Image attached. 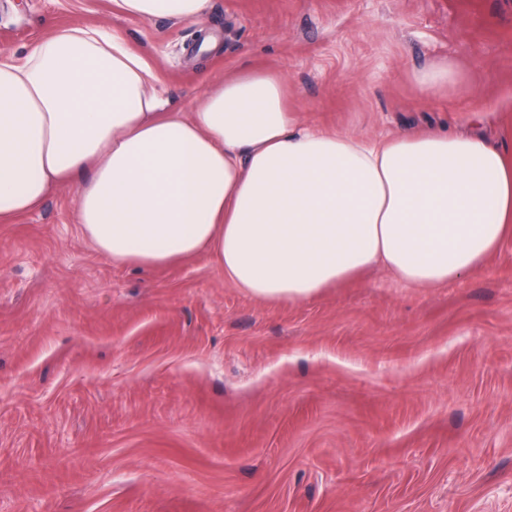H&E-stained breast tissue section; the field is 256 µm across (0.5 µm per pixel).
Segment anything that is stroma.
<instances>
[{"mask_svg": "<svg viewBox=\"0 0 512 512\" xmlns=\"http://www.w3.org/2000/svg\"><path fill=\"white\" fill-rule=\"evenodd\" d=\"M121 29L164 96L251 63L303 122L448 126L512 148V0H0V53ZM448 60L425 98L413 78ZM72 188L0 224V512H512V238L435 288L379 269L254 300L211 253L138 270L76 229ZM210 0H114L125 15L142 21L164 17L180 23H198ZM452 80L453 68L448 60H443L415 77V90L421 96L434 98L448 89Z\"/></svg>", "mask_w": 512, "mask_h": 512, "instance_id": "obj_1", "label": "stroma"}]
</instances>
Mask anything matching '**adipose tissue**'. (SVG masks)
Returning <instances> with one entry per match:
<instances>
[{
    "instance_id": "ef3b65f1",
    "label": "adipose tissue",
    "mask_w": 512,
    "mask_h": 512,
    "mask_svg": "<svg viewBox=\"0 0 512 512\" xmlns=\"http://www.w3.org/2000/svg\"><path fill=\"white\" fill-rule=\"evenodd\" d=\"M199 22L210 0H114ZM115 29L77 25L0 58V222L76 191L77 227L113 262L213 252L259 302L297 303L380 266L433 288L512 237V154L446 129L374 140L304 126L280 76L208 81L190 108Z\"/></svg>"
}]
</instances>
